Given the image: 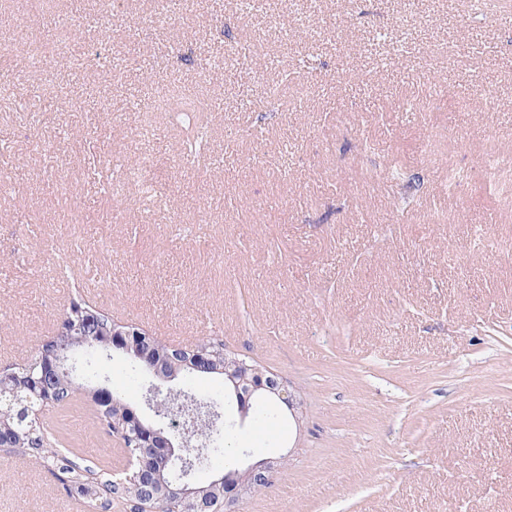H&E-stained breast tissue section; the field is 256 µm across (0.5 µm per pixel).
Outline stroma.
Segmentation results:
<instances>
[{"label":"stroma","instance_id":"stroma-1","mask_svg":"<svg viewBox=\"0 0 512 512\" xmlns=\"http://www.w3.org/2000/svg\"><path fill=\"white\" fill-rule=\"evenodd\" d=\"M0 0V51L21 26L53 50L0 77V368L54 335L82 298L171 344L210 336L294 390L277 426L241 418L219 377L173 381L210 401L225 450L285 453L240 512H512V199L485 161L512 154V9L466 0ZM93 22L108 62L66 66ZM263 47L214 80L223 29ZM272 85L297 97L276 112ZM211 104L210 157L178 149L168 113ZM422 187L412 209L379 171ZM466 173L460 193L449 168ZM143 406L149 378L98 356ZM85 402L57 414L77 456L121 467ZM57 475L0 448V512H69Z\"/></svg>","mask_w":512,"mask_h":512}]
</instances>
